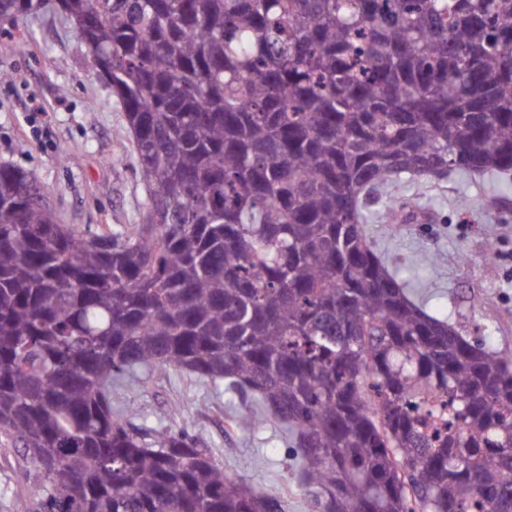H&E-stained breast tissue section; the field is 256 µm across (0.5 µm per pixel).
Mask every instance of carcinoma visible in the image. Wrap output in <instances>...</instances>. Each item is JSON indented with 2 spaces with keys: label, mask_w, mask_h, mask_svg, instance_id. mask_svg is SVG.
<instances>
[{
  "label": "carcinoma",
  "mask_w": 512,
  "mask_h": 512,
  "mask_svg": "<svg viewBox=\"0 0 512 512\" xmlns=\"http://www.w3.org/2000/svg\"><path fill=\"white\" fill-rule=\"evenodd\" d=\"M125 114L135 224H63L0 162V437L22 512H284L112 387L178 371L276 422L311 512H512V358L367 238L402 176L512 171V0H61ZM38 13L0 0V21ZM24 470L27 471V488L31 491L40 476L32 464L17 453L16 448H10L0 443V512H21V499L19 498Z\"/></svg>",
  "instance_id": "carcinoma-1"
}]
</instances>
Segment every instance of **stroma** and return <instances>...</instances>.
Instances as JSON below:
<instances>
[{"instance_id":"obj_1","label":"stroma","mask_w":512,"mask_h":512,"mask_svg":"<svg viewBox=\"0 0 512 512\" xmlns=\"http://www.w3.org/2000/svg\"><path fill=\"white\" fill-rule=\"evenodd\" d=\"M0 161L28 171L49 191L63 223L79 229L134 224L145 191L125 116L101 81L72 22L56 12L18 15L0 37ZM401 194L433 216L428 223L384 224L383 203L366 232L428 313L448 317L485 349L512 355V174L457 172L440 187L404 181ZM496 197L498 205L485 210ZM469 209H462L460 199ZM494 250V262L484 259ZM442 264L431 266L433 253ZM113 407L153 427L185 425L200 436L226 473L284 496L285 512H308L291 479L288 443L272 423L225 434L238 401L206 382L180 374L113 389ZM39 476L16 449L0 444V512H20L21 487Z\"/></svg>"}]
</instances>
